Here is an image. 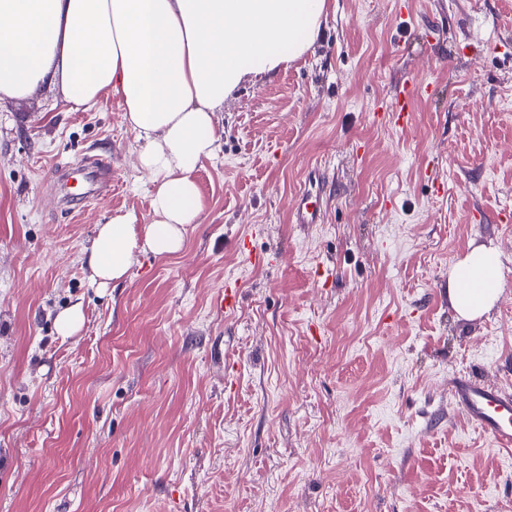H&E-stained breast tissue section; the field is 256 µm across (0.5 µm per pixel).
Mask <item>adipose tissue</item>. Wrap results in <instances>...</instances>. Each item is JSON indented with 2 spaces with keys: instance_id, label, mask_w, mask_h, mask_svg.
<instances>
[{
  "instance_id": "adipose-tissue-1",
  "label": "adipose tissue",
  "mask_w": 512,
  "mask_h": 512,
  "mask_svg": "<svg viewBox=\"0 0 512 512\" xmlns=\"http://www.w3.org/2000/svg\"><path fill=\"white\" fill-rule=\"evenodd\" d=\"M327 0H0V104L59 88L76 109L109 93L140 144L148 221L113 215L88 254L99 291L143 254L179 253L202 203L195 172L217 150L215 115L247 77L272 75L315 43ZM502 281L497 247H472L448 271V298L474 320Z\"/></svg>"
}]
</instances>
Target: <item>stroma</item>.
Listing matches in <instances>:
<instances>
[{"label":"stroma","instance_id":"stroma-1","mask_svg":"<svg viewBox=\"0 0 512 512\" xmlns=\"http://www.w3.org/2000/svg\"><path fill=\"white\" fill-rule=\"evenodd\" d=\"M408 76L414 124L374 122ZM216 120L183 250L101 296L97 225L149 211L118 98L0 106V512H512V460L448 387L512 392V0H329ZM97 157L111 186L64 197L57 165ZM316 172L324 220L292 223ZM489 242L499 299L457 319L448 269ZM84 324V313L80 304H75L57 316L56 329L61 336H73Z\"/></svg>","mask_w":512,"mask_h":512}]
</instances>
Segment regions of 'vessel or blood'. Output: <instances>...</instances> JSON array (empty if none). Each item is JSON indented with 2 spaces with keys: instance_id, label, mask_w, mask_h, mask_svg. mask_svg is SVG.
<instances>
[{
  "instance_id": "vessel-or-blood-1",
  "label": "vessel or blood",
  "mask_w": 512,
  "mask_h": 512,
  "mask_svg": "<svg viewBox=\"0 0 512 512\" xmlns=\"http://www.w3.org/2000/svg\"><path fill=\"white\" fill-rule=\"evenodd\" d=\"M422 90V85L416 80L404 81L395 103L375 109L374 119L397 126L407 124L411 117L412 102ZM294 217L299 224L321 223V209L312 189L303 190L297 197ZM451 392L467 420L484 433L499 451L511 455L512 394L471 375L455 378Z\"/></svg>"
}]
</instances>
